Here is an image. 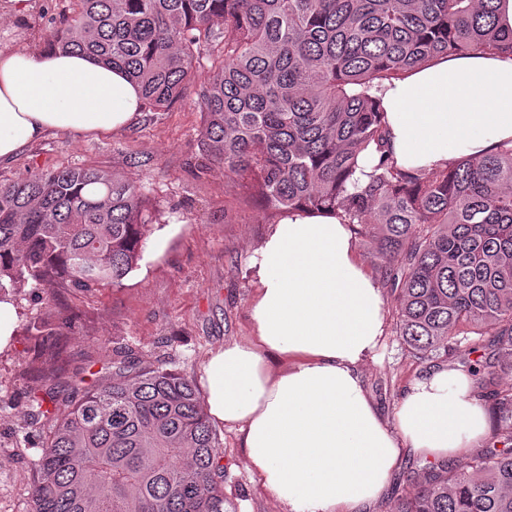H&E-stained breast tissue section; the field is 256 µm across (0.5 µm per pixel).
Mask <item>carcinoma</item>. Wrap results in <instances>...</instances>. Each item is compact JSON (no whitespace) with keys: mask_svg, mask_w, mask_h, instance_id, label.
Masks as SVG:
<instances>
[{"mask_svg":"<svg viewBox=\"0 0 512 512\" xmlns=\"http://www.w3.org/2000/svg\"><path fill=\"white\" fill-rule=\"evenodd\" d=\"M75 2L48 44L124 70L150 109L182 101L194 64L211 61L197 92L204 155L267 209L329 212L367 239L413 356L446 355L481 329L512 356V145L405 170L389 157L380 97L442 55L512 56L500 0ZM149 213L141 186L93 165L0 182V290L123 285ZM70 328L35 335L49 344ZM489 398L507 448L441 469L397 512H512V388ZM29 406L55 422L30 512H227L216 430L187 377L127 353L76 402L48 391Z\"/></svg>","mask_w":512,"mask_h":512,"instance_id":"1","label":"carcinoma"}]
</instances>
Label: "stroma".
<instances>
[{
    "mask_svg": "<svg viewBox=\"0 0 512 512\" xmlns=\"http://www.w3.org/2000/svg\"><path fill=\"white\" fill-rule=\"evenodd\" d=\"M23 17L0 0V41L42 42L49 28L73 14L74 0H29ZM211 65L193 69L183 102L161 111L143 110L121 132L78 139L48 135L11 162L0 164V180L12 181L49 169L96 165L145 187L157 208L138 268L122 287L76 292L64 288H13L19 324L10 351L0 354V512H28L35 473L31 460L40 435L52 420L32 423L28 400L43 372L57 376L69 391L74 374L92 380L119 352L134 354L141 366L165 362L192 380L202 376L205 355L248 332L249 301L257 286L252 258L278 216L263 209L246 180L207 159L199 143L202 117L194 101L208 82ZM386 331L376 359L362 367L365 390L385 420L408 384L437 363L462 372L483 369L472 395L487 411V430L472 452L496 443L498 423L489 390L512 387V359L471 335L444 359L419 360L395 332V300L385 294ZM73 316L68 335L57 337L54 352H40L34 325ZM228 512H280L279 505L253 481L236 435L218 428ZM435 461L404 452L386 494L365 512H394L400 499L428 481Z\"/></svg>",
    "mask_w": 512,
    "mask_h": 512,
    "instance_id": "35a3bbf8",
    "label": "stroma"
}]
</instances>
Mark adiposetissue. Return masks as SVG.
I'll use <instances>...</instances> for the list:
<instances>
[{"instance_id": "adipose-tissue-1", "label": "adipose tissue", "mask_w": 512, "mask_h": 512, "mask_svg": "<svg viewBox=\"0 0 512 512\" xmlns=\"http://www.w3.org/2000/svg\"><path fill=\"white\" fill-rule=\"evenodd\" d=\"M392 155L445 167L512 141V56L449 55L385 85ZM140 89L121 69L47 45L0 47V162L47 135L127 128ZM253 264L251 331L203 362L213 422L237 430L249 470L281 512H361L404 452L465 455L487 429L459 370L441 365L405 391L386 422L360 368L385 331L381 288L347 225L298 212L271 225Z\"/></svg>"}]
</instances>
